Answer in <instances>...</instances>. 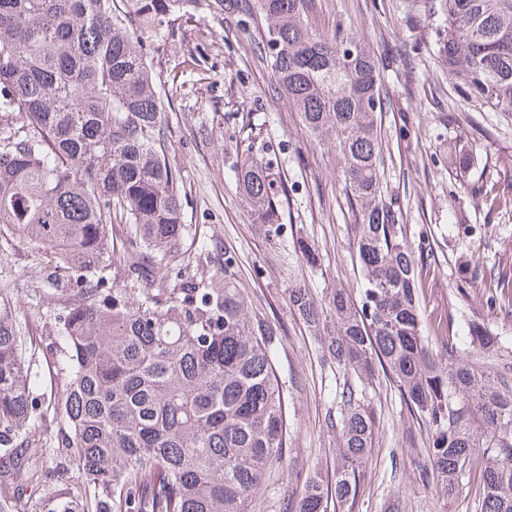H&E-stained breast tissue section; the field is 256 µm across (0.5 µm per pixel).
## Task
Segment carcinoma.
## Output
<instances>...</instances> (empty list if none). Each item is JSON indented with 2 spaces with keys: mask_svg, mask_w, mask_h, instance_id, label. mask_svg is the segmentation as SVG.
Masks as SVG:
<instances>
[{
  "mask_svg": "<svg viewBox=\"0 0 512 512\" xmlns=\"http://www.w3.org/2000/svg\"><path fill=\"white\" fill-rule=\"evenodd\" d=\"M123 2L0 0V231L50 249L51 278L76 284L58 299L63 347L49 402L57 445L70 450L81 482L62 510L249 512L288 452L278 328L248 314L229 257L222 278L137 287L144 264L167 266L189 236L145 45L200 0ZM205 4L254 35L310 136L336 137L363 297L357 305L338 288L322 311L308 289L290 288L293 310L336 367L360 378L378 365L393 379L410 417L429 429L419 483L448 495L478 464L477 512H512V375L494 374L501 343L480 325L469 329L468 355L447 335L424 334L418 276L433 250L412 249L399 203L384 195L378 116L388 99L369 41L326 20L317 0ZM434 14L468 108L512 115V0H442ZM237 180L252 222L279 223L270 165L248 159ZM474 198L490 214L512 205L495 186ZM115 224L131 235L114 239ZM110 267L127 279L106 288L100 273ZM14 314L0 303V484L35 486L53 449L30 441L39 373ZM338 406L334 498L352 512L375 420L351 386ZM327 499L309 475L289 512H326Z\"/></svg>",
  "mask_w": 512,
  "mask_h": 512,
  "instance_id": "carcinoma-1",
  "label": "carcinoma"
}]
</instances>
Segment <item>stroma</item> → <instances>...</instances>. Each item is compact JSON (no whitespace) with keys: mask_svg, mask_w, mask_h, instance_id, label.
<instances>
[{"mask_svg":"<svg viewBox=\"0 0 512 512\" xmlns=\"http://www.w3.org/2000/svg\"><path fill=\"white\" fill-rule=\"evenodd\" d=\"M325 14L341 18L373 45L390 103L382 115L383 186L397 198L411 246L430 243L421 273L423 320H452L458 351L470 348L471 324L501 339L500 360L512 364V315L488 307L496 285L462 275L466 260L484 268L512 261V208L486 214L471 190L512 182L501 158L512 153V117L464 111L431 27L429 0H321ZM160 93L168 160L182 171L184 220L193 240L169 265L170 274L195 279L220 275L225 257L250 314L279 329L276 369L288 397L290 432L282 465L270 469L251 512H286L300 481L320 472L333 485L336 391L347 377L326 360L292 309L288 291L308 288L317 306L336 289L358 293L352 218L332 143L311 142L275 78L261 64L253 38L233 21L199 6L171 22L149 47ZM407 126L410 136L397 138ZM267 162L279 190L278 229L253 223L237 187L245 156ZM316 248L318 262L302 259L297 243ZM53 256L21 236L0 252V289L15 310L23 341L35 342L42 368L62 346L54 323ZM361 402L376 418L375 448L360 478L354 512H384L391 494L401 512H475L478 482L463 480L455 494L414 480L412 462L427 434L413 423L383 373L356 381Z\"/></svg>","mask_w":512,"mask_h":512,"instance_id":"1","label":"stroma"}]
</instances>
